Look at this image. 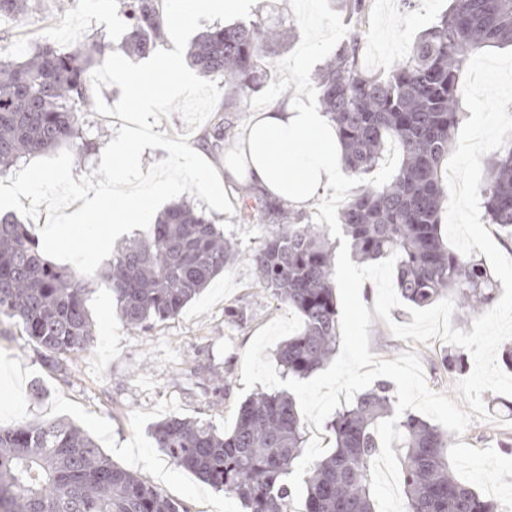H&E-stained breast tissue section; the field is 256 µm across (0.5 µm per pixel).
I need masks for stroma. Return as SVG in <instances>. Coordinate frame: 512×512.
Here are the masks:
<instances>
[{"instance_id":"1","label":"stroma","mask_w":512,"mask_h":512,"mask_svg":"<svg viewBox=\"0 0 512 512\" xmlns=\"http://www.w3.org/2000/svg\"><path fill=\"white\" fill-rule=\"evenodd\" d=\"M346 0H257L250 20L290 29L285 47L269 57V78L264 87L242 101L238 111H225L229 92H221L212 115L195 129H188L179 114L162 119L160 131L167 138L187 134L189 145L200 151L216 170L236 151L241 132L251 118L271 102L303 99L317 104L312 75L335 55L350 32ZM449 0H367L364 31L368 49L376 57H363L364 67L383 71L405 54L409 42L430 28L447 9ZM0 22V58L21 60L36 45L70 49L77 39L95 37L118 49L130 33L119 0H31L22 19ZM309 50L304 72L293 68L301 50ZM226 123L223 140H216L217 123ZM117 126L87 112L83 135L92 151L74 163L73 178L91 174L101 163L106 145ZM209 220L235 239L242 249L258 245L272 230L268 224H246L240 215L209 209L198 201ZM95 321V339L75 363L63 370L51 365L18 324L0 322V360L14 364L18 386L0 387V425L18 421L67 419L79 425L118 466L125 468L180 503L186 512H240L237 500L200 481L190 472L171 466L155 447L154 426L180 416L230 431L244 401L241 381L243 352L254 334L275 317L286 313L285 304L260 287L253 265L244 259L228 264L223 274L175 318L136 332L121 321L110 291L97 289L87 303ZM369 350L378 358L395 359L402 352L419 356L429 387L457 399L462 375L449 371L443 358L450 345L434 338L423 344L395 337L380 317L369 328ZM215 368L222 384L200 379V372ZM482 399L489 420L472 419L462 436L453 438L448 457L460 479L482 498L496 502L500 512H512V397L484 391ZM302 464L290 476L294 501L304 496L305 462L328 454L334 446L329 426L305 425Z\"/></svg>"}]
</instances>
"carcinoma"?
<instances>
[{
  "label": "carcinoma",
  "mask_w": 512,
  "mask_h": 512,
  "mask_svg": "<svg viewBox=\"0 0 512 512\" xmlns=\"http://www.w3.org/2000/svg\"><path fill=\"white\" fill-rule=\"evenodd\" d=\"M163 0H121L132 31L130 55L153 52L168 36ZM364 0H347L352 30L314 76L320 105L336 128L345 171L359 178L392 141L400 165L389 183L362 186L340 222L355 258L380 262L397 254L396 285L415 307L449 298L464 314L495 299L486 266L452 249L441 234L447 200L442 169L464 118L462 76L470 55L512 46V0H450L448 10L391 68L361 63ZM30 0H0V21L27 14ZM288 30L258 22L215 27L187 49L204 78H218L244 100L267 79L266 49ZM109 45L77 40L68 51L39 45L21 62L0 63V174L31 155L83 139L81 114L91 104L92 73ZM242 220L271 224L260 245L243 253L197 206L183 198L147 234L122 244L112 261L87 276L46 261L38 240L13 216L0 215V321L22 326L61 369L94 340L89 295L104 286L123 322L145 330L174 318L229 262L249 260L262 288L301 318L298 333L276 352L283 375L305 379L332 357L340 340L335 254L317 224L302 223L288 204L245 184L237 188ZM489 223L512 230V137L490 158L482 189ZM381 381L343 405L329 423L335 448L306 469L302 512H376L371 469L380 448L376 425L394 415ZM407 512H495L455 475L450 437L405 412L395 425ZM155 446L177 468L233 496L245 512H289L287 480L303 455L305 430L292 394L258 392L239 409L233 429L171 416L153 430ZM0 512H187L158 488L117 467L80 427L65 420L0 426Z\"/></svg>",
  "instance_id": "cac0c4a2"
}]
</instances>
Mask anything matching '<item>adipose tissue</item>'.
<instances>
[{
    "label": "adipose tissue",
    "mask_w": 512,
    "mask_h": 512,
    "mask_svg": "<svg viewBox=\"0 0 512 512\" xmlns=\"http://www.w3.org/2000/svg\"><path fill=\"white\" fill-rule=\"evenodd\" d=\"M245 169L228 164L224 176L243 179L288 205L307 206L342 179V147L325 113L304 103L275 105L258 113L244 134Z\"/></svg>",
    "instance_id": "obj_1"
}]
</instances>
